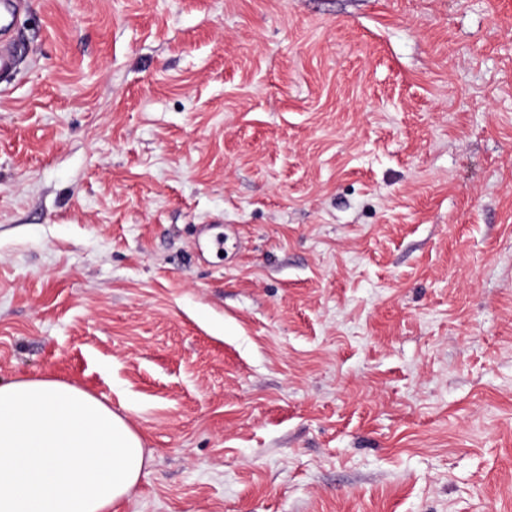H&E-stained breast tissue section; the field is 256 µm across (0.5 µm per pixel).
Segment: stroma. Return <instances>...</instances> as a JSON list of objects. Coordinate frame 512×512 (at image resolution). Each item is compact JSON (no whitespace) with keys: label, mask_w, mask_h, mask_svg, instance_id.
Returning a JSON list of instances; mask_svg holds the SVG:
<instances>
[{"label":"stroma","mask_w":512,"mask_h":512,"mask_svg":"<svg viewBox=\"0 0 512 512\" xmlns=\"http://www.w3.org/2000/svg\"><path fill=\"white\" fill-rule=\"evenodd\" d=\"M14 35L0 383L129 419L112 512H512V0H25Z\"/></svg>","instance_id":"obj_1"}]
</instances>
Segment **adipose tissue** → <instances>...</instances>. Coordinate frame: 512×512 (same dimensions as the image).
<instances>
[{
  "mask_svg": "<svg viewBox=\"0 0 512 512\" xmlns=\"http://www.w3.org/2000/svg\"><path fill=\"white\" fill-rule=\"evenodd\" d=\"M147 465L140 434L81 387L0 383V512H112Z\"/></svg>",
  "mask_w": 512,
  "mask_h": 512,
  "instance_id": "1",
  "label": "adipose tissue"
}]
</instances>
